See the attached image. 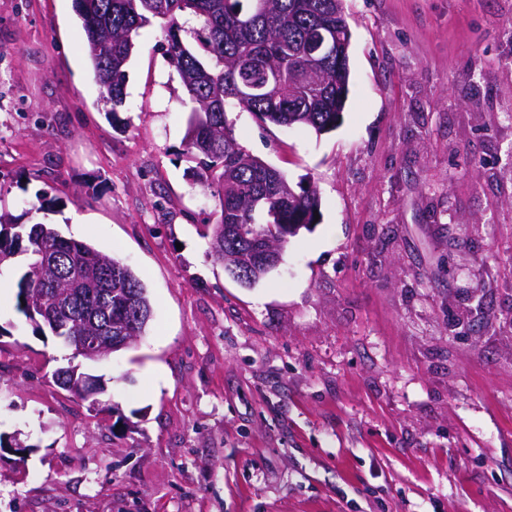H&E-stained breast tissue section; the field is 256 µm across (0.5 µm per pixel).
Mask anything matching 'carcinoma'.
Instances as JSON below:
<instances>
[{
    "label": "carcinoma",
    "mask_w": 512,
    "mask_h": 512,
    "mask_svg": "<svg viewBox=\"0 0 512 512\" xmlns=\"http://www.w3.org/2000/svg\"><path fill=\"white\" fill-rule=\"evenodd\" d=\"M344 0H96L94 9L75 3L87 56L103 99L118 112L126 98L127 64L135 38L157 25L164 56L194 104L184 154L195 163L196 181L217 188L220 215L211 225L210 255L237 280L252 286L271 268L252 262L255 237L274 235L279 250L301 229L315 224L321 200L313 187L294 189L286 176L237 143L226 106L239 104L245 84L255 89L242 109L280 126L317 133L336 127L348 94V54L308 56L301 46L316 32L350 43ZM197 21L196 47L184 44L180 19ZM276 68L282 93L272 100L258 89L262 67ZM20 252L31 256L17 281V308L38 329L76 349L75 336H125L130 347L146 334L152 304L141 279L128 266L91 244L64 238L48 224H18L0 212V266ZM53 378L67 392L90 374L59 367Z\"/></svg>",
    "instance_id": "obj_1"
}]
</instances>
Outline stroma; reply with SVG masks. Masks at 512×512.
Wrapping results in <instances>:
<instances>
[{
	"instance_id": "1",
	"label": "stroma",
	"mask_w": 512,
	"mask_h": 512,
	"mask_svg": "<svg viewBox=\"0 0 512 512\" xmlns=\"http://www.w3.org/2000/svg\"><path fill=\"white\" fill-rule=\"evenodd\" d=\"M345 11L336 129L226 108L322 201L247 287L207 253L219 197L189 174L159 27L112 115L74 0H0V209L128 265L153 307L78 361L17 308L26 255L0 273V512H512V0ZM477 288L486 323L451 334ZM73 361L98 405L55 385Z\"/></svg>"
}]
</instances>
